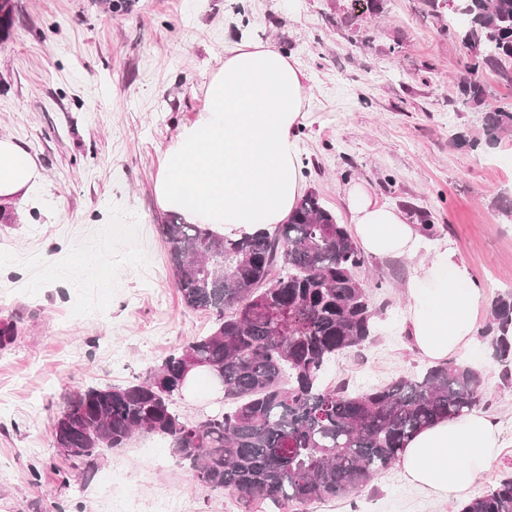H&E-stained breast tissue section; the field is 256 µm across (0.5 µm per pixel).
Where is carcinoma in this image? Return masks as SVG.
<instances>
[{
	"label": "carcinoma",
	"mask_w": 512,
	"mask_h": 512,
	"mask_svg": "<svg viewBox=\"0 0 512 512\" xmlns=\"http://www.w3.org/2000/svg\"><path fill=\"white\" fill-rule=\"evenodd\" d=\"M465 3L468 73H506L512 0ZM15 19L13 0H0V40ZM461 93L475 103L484 97L475 78L461 83ZM511 130L512 107L490 110L485 147ZM158 229L182 304L214 321L139 380L68 395L52 434L60 457L83 473L134 433H152L168 441L199 486L230 492L245 512L254 504L288 512L359 492L400 460L419 431L486 404L480 372L457 360L361 391L325 382L329 362L370 342L376 312L358 275L365 257L316 192L300 197L286 223L236 241L175 213ZM479 336L511 381L512 289L491 302ZM201 369L223 385L224 407L189 420L176 399ZM460 512H512V477Z\"/></svg>",
	"instance_id": "cac0c4a2"
}]
</instances>
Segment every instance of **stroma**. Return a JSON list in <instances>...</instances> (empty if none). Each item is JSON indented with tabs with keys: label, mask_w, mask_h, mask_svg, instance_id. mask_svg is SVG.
Returning a JSON list of instances; mask_svg holds the SVG:
<instances>
[{
	"label": "stroma",
	"mask_w": 512,
	"mask_h": 512,
	"mask_svg": "<svg viewBox=\"0 0 512 512\" xmlns=\"http://www.w3.org/2000/svg\"><path fill=\"white\" fill-rule=\"evenodd\" d=\"M16 25L0 41V136L35 158L34 197L0 208V512H108L104 491L138 512L173 499L178 512H238L231 494L198 486L161 438L138 433L105 452L90 477L63 486L52 424L79 387L124 385L208 331L212 318L179 299L167 218L154 184L181 128L206 107L205 86L241 42L272 44L304 74L297 128L307 189L341 222L354 186L429 219L421 257L437 245L465 259L482 297L512 289V132L474 147L485 112L512 104V78L483 69L481 103L458 93L470 52L442 31L426 0H15ZM410 263L369 256L359 271L377 310L372 341L332 362L326 379L361 388L426 365L405 331L402 285ZM483 378L487 410L502 427L471 495L512 475V384L480 341L456 353ZM409 484L400 466L344 499L301 512H459Z\"/></svg>",
	"instance_id": "35a3bbf8"
}]
</instances>
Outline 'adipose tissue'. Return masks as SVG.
<instances>
[{"label": "adipose tissue", "mask_w": 512, "mask_h": 512, "mask_svg": "<svg viewBox=\"0 0 512 512\" xmlns=\"http://www.w3.org/2000/svg\"><path fill=\"white\" fill-rule=\"evenodd\" d=\"M304 101L301 69L273 46L229 49L208 82L204 112L165 154L155 184L161 209L231 240L286 222L304 190L297 135ZM40 178L30 152L0 136V205L30 197ZM348 202L365 252L414 261L406 322L418 355L439 363L469 346L481 298L470 265L444 247L432 262L418 260L422 237L400 211L360 188L350 190ZM498 445L494 417L474 410L420 431L400 466L427 494L462 498Z\"/></svg>", "instance_id": "adipose-tissue-1"}]
</instances>
